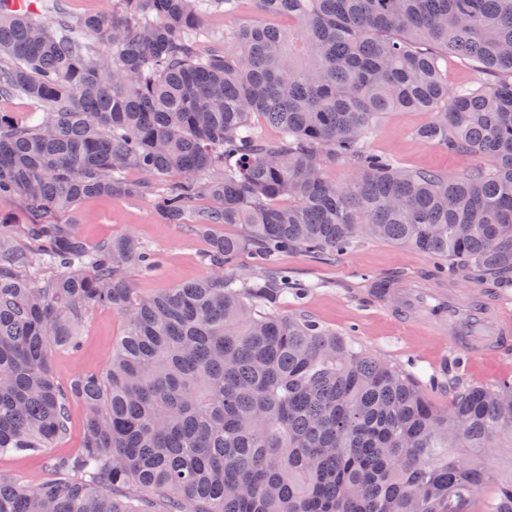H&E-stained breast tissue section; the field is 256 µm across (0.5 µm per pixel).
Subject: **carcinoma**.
I'll return each mask as SVG.
<instances>
[{
    "mask_svg": "<svg viewBox=\"0 0 512 512\" xmlns=\"http://www.w3.org/2000/svg\"><path fill=\"white\" fill-rule=\"evenodd\" d=\"M241 0H114L52 27L0 12V454L47 452L90 412L73 458L0 512H512V378H448V405L403 368L288 314L282 254L407 245L445 278L512 282V0H254L207 50L206 15ZM93 42H88V39ZM480 85H448V58ZM429 114L421 141L489 161L456 175L370 151L377 119ZM277 129L267 138L262 125ZM350 165L338 185L325 176ZM136 171L141 179L132 181ZM152 195L213 237L202 280L140 298L160 258L125 234L95 247L48 220L90 197ZM260 261L244 277L241 253ZM99 308L125 320L103 373L63 388L51 347ZM491 486L486 499L482 491ZM246 22L288 25L287 19H277L261 15L256 11L252 0H243L241 10L236 15L228 17L222 13L207 15L204 19V34L200 37V41L205 46L209 45L212 41L224 42V33H228ZM34 111V106L31 101L25 97H1L0 98V113L8 115L17 120L27 118L31 112Z\"/></svg>",
    "mask_w": 512,
    "mask_h": 512,
    "instance_id": "obj_1",
    "label": "carcinoma"
}]
</instances>
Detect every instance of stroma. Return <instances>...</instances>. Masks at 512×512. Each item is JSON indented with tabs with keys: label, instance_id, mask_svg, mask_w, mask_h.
<instances>
[{
	"label": "stroma",
	"instance_id": "stroma-1",
	"mask_svg": "<svg viewBox=\"0 0 512 512\" xmlns=\"http://www.w3.org/2000/svg\"><path fill=\"white\" fill-rule=\"evenodd\" d=\"M252 0H243L238 14L207 15L202 44L223 40L225 33L239 25L264 22ZM428 119L427 113L399 110L382 115L369 139L371 149L390 155L405 167L430 168L457 174L474 166V159L423 143L415 130ZM55 221L77 223L78 231L90 244L130 234L162 258L161 266L146 274L130 269L131 288L141 297L162 293L178 284L202 278L209 269L201 261L212 236L235 235L230 224L212 225L198 233L192 216L183 223H169L148 196L95 197L82 200L74 210L58 212ZM290 279L307 286V294L288 300L289 310H299L321 324L352 336L367 352L403 365L420 377L456 365L464 378L493 385L500 377L512 375V354L499 358L458 360L447 338L425 334L403 325L376 307L366 296L369 280L405 274L424 277L429 258L404 245L359 240L340 257H312L302 252L286 253L276 261ZM124 330L123 320L112 309H98L77 326L81 347L76 352L50 349L49 359L60 385H68L77 373L103 371L112 359V349Z\"/></svg>",
	"mask_w": 512,
	"mask_h": 512
}]
</instances>
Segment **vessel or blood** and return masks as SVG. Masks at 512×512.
Instances as JSON below:
<instances>
[{
    "instance_id": "obj_1",
    "label": "vessel or blood",
    "mask_w": 512,
    "mask_h": 512,
    "mask_svg": "<svg viewBox=\"0 0 512 512\" xmlns=\"http://www.w3.org/2000/svg\"><path fill=\"white\" fill-rule=\"evenodd\" d=\"M367 293L400 323L447 337L462 355L494 357L512 350V314L487 293L428 288L406 275L375 278Z\"/></svg>"
}]
</instances>
